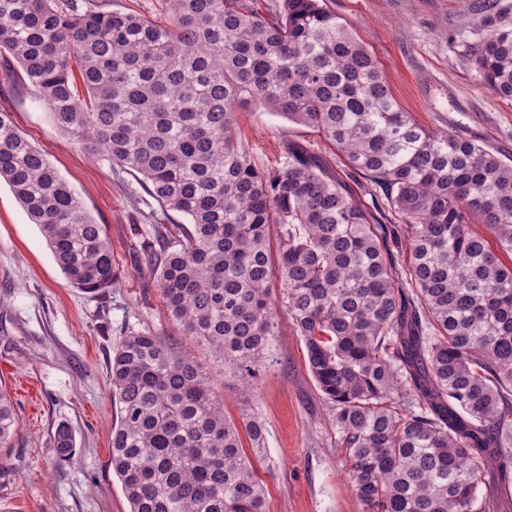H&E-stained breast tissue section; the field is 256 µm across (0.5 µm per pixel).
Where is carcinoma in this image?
Wrapping results in <instances>:
<instances>
[{
	"label": "carcinoma",
	"instance_id": "carcinoma-1",
	"mask_svg": "<svg viewBox=\"0 0 512 512\" xmlns=\"http://www.w3.org/2000/svg\"><path fill=\"white\" fill-rule=\"evenodd\" d=\"M161 2L165 25L105 0H0V51L58 129L141 176L166 220L141 250L171 324L206 341L246 392L274 336L278 278L364 512H498L479 487L491 474L497 489L512 484V265L470 218L512 253V159L401 111L328 0ZM466 61L512 100L511 26L472 44ZM248 107L316 129L356 186L298 142L262 166L239 140ZM1 180L71 287L116 284L105 225L9 112ZM173 213L186 223L169 224ZM404 245L400 264L393 250ZM110 371L111 465L129 512H264L239 427L191 355L133 330ZM17 429L0 391L1 448ZM244 430L264 455V426ZM75 449L59 425L56 460Z\"/></svg>",
	"mask_w": 512,
	"mask_h": 512
}]
</instances>
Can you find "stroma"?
Returning a JSON list of instances; mask_svg holds the SVG:
<instances>
[{
    "mask_svg": "<svg viewBox=\"0 0 512 512\" xmlns=\"http://www.w3.org/2000/svg\"><path fill=\"white\" fill-rule=\"evenodd\" d=\"M374 53L393 98L420 125L460 134L512 159V102L493 95L464 63L468 45L512 24V0H329ZM19 130L107 228L121 275L92 296L70 287L38 225L0 181V389L19 427L0 451V512H129L110 467L112 352L132 330L171 333L157 282L138 263L134 224L159 212L141 178L112 170L57 129L37 90L8 53H0V112ZM242 144L261 161H284L289 142L321 155L339 176L347 162L316 130L261 109L238 115ZM274 288L276 334L250 396L233 374L213 370L224 414L241 423L258 416L266 453L253 459L265 489L266 512H364L346 482L345 450L330 403L306 364L304 342ZM70 426L77 450L66 463L51 452L58 424Z\"/></svg>",
    "mask_w": 512,
    "mask_h": 512,
    "instance_id": "obj_1",
    "label": "stroma"
}]
</instances>
